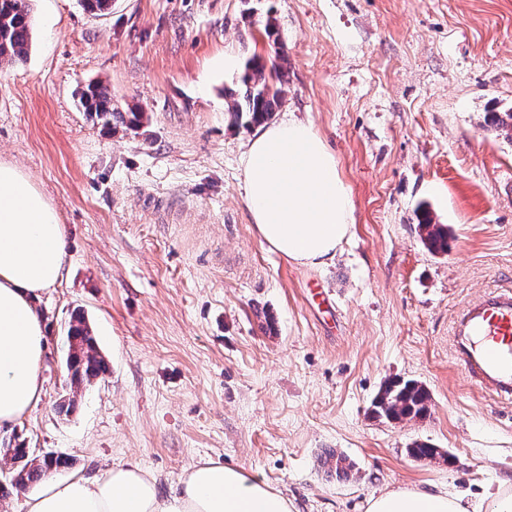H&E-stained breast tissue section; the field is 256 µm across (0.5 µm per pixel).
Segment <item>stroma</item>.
<instances>
[{
  "label": "stroma",
  "instance_id": "35a3bbf8",
  "mask_svg": "<svg viewBox=\"0 0 512 512\" xmlns=\"http://www.w3.org/2000/svg\"><path fill=\"white\" fill-rule=\"evenodd\" d=\"M31 8L26 60L0 66V160L68 236L39 303L41 401L0 429V449L69 457L57 480L135 461L165 494L213 460L276 487L293 512H365L396 487L469 497L512 478V401L471 385L451 349L457 309L512 283V132L485 123L512 110V0ZM254 58L284 64L274 120L311 123L348 187L353 227L327 264H295L253 229L241 156L256 126L231 119L224 92ZM92 81L142 126L107 130L82 112ZM424 210L447 225V252L423 245ZM79 314L110 372L74 389ZM389 379L427 389L426 418L371 415ZM417 442L442 457H410ZM329 450L350 478L321 466Z\"/></svg>",
  "mask_w": 512,
  "mask_h": 512
}]
</instances>
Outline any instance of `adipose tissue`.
I'll use <instances>...</instances> for the list:
<instances>
[{
    "label": "adipose tissue",
    "mask_w": 512,
    "mask_h": 512,
    "mask_svg": "<svg viewBox=\"0 0 512 512\" xmlns=\"http://www.w3.org/2000/svg\"><path fill=\"white\" fill-rule=\"evenodd\" d=\"M246 202L263 242L300 265L333 258L352 229V204L336 158L313 127L288 118L259 127L242 159ZM67 230L30 180L0 162V427L16 423L42 394L47 326L37 302L61 278ZM27 512H292L267 482L207 461L186 470L170 494L140 464L102 479L50 480ZM366 512H512V480L465 498L398 487Z\"/></svg>",
    "instance_id": "1"
}]
</instances>
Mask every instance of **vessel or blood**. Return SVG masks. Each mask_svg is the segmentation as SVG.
<instances>
[{
    "instance_id": "obj_1",
    "label": "vessel or blood",
    "mask_w": 512,
    "mask_h": 512,
    "mask_svg": "<svg viewBox=\"0 0 512 512\" xmlns=\"http://www.w3.org/2000/svg\"><path fill=\"white\" fill-rule=\"evenodd\" d=\"M452 350L455 360L481 388L512 400V285L486 290L457 311Z\"/></svg>"
}]
</instances>
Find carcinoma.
Wrapping results in <instances>:
<instances>
[{
	"label": "carcinoma",
	"instance_id": "obj_1",
	"mask_svg": "<svg viewBox=\"0 0 512 512\" xmlns=\"http://www.w3.org/2000/svg\"><path fill=\"white\" fill-rule=\"evenodd\" d=\"M31 26L29 0H0L1 64H12L27 58ZM242 84V91L226 93L229 98L227 112L238 120L246 114L255 124L269 120L285 93L281 73L274 67L268 70L262 62L254 60L249 63ZM78 102L88 116L104 127L112 128V118L118 112L112 106V95L103 84H88L79 91ZM422 227L426 231L424 241L429 250L436 253L448 251V230L443 225L432 223L427 216L422 220ZM76 321L68 335L77 344V350L73 353L71 385L78 388L103 378L109 366L98 352L95 336L84 318L78 316ZM429 399L425 387L414 381L389 380L372 402V414L392 421L423 418L429 411ZM13 462L19 467L15 469L10 482H0V497L8 494L11 487L24 488L48 475L47 462L28 458L27 449L20 445L13 448ZM324 464L339 477L348 478L351 475L352 465L333 453L327 454Z\"/></svg>",
	"mask_w": 512,
	"mask_h": 512
}]
</instances>
